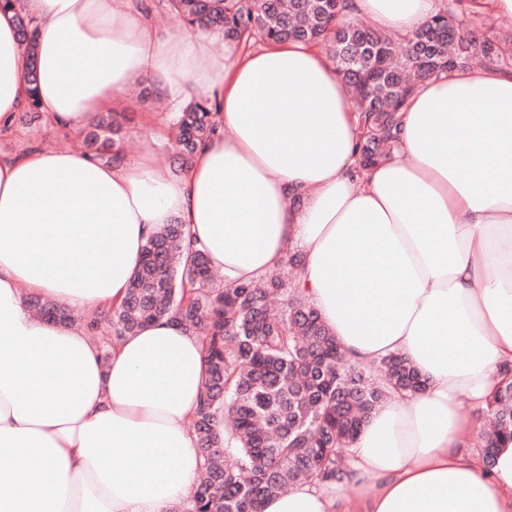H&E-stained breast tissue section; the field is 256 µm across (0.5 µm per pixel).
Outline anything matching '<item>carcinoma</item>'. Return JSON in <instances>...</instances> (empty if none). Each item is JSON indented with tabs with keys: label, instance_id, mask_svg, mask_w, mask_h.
Wrapping results in <instances>:
<instances>
[{
	"label": "carcinoma",
	"instance_id": "carcinoma-1",
	"mask_svg": "<svg viewBox=\"0 0 512 512\" xmlns=\"http://www.w3.org/2000/svg\"><path fill=\"white\" fill-rule=\"evenodd\" d=\"M17 10L24 52L34 58V28L19 0H0ZM183 25L218 31L226 39L302 42L324 48L356 96L363 122L360 162L370 165L388 154L395 140L396 113L417 85L441 73L481 64L512 69V44L483 32L486 16L456 0L396 44L390 36L344 14L345 0H167ZM218 97L195 100L174 118L175 172L220 127ZM125 133L110 112L101 114L85 136L86 154L114 164L123 161ZM185 225H164L143 255L120 308L112 313V338L119 340L168 316L206 342L207 378L192 426L201 473L187 512H261L264 500L302 478L320 484L350 479L349 449L362 426L394 392L420 389L422 378L401 355L371 367L352 363L297 287L299 254L285 265L286 281L269 274L224 288L215 282L207 255L184 253ZM40 317L75 323L66 307L31 297ZM224 411V435L214 415ZM493 429L476 448L486 467L498 448L512 440V381L502 380L484 410ZM237 460L226 463L229 449Z\"/></svg>",
	"mask_w": 512,
	"mask_h": 512
}]
</instances>
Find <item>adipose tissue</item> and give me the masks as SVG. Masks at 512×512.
Instances as JSON below:
<instances>
[{
	"instance_id": "adipose-tissue-1",
	"label": "adipose tissue",
	"mask_w": 512,
	"mask_h": 512,
	"mask_svg": "<svg viewBox=\"0 0 512 512\" xmlns=\"http://www.w3.org/2000/svg\"><path fill=\"white\" fill-rule=\"evenodd\" d=\"M152 0H26L35 58L0 9V126L37 99L82 130L151 79L171 109L219 96V132L179 175L149 146L120 165L62 150L0 156V512H179L200 467L190 422L207 376L202 339L172 319L102 359L75 312L118 306L148 238L171 221L225 285L301 253L300 286L346 355L406 357L423 390L387 399L353 444L365 512H512V442L492 470L464 447L512 372V72L484 66L420 84L390 154L361 167L359 115L320 49L247 51L181 28ZM408 35L435 0H349ZM209 59L200 70V59ZM338 489L296 484L262 512H342ZM27 303L31 312L37 314L38 317L71 324L77 321L75 315L66 307L58 305L48 299L31 297L28 299Z\"/></svg>"
}]
</instances>
